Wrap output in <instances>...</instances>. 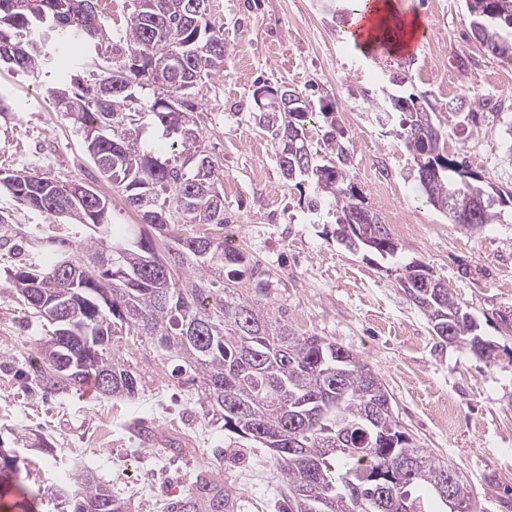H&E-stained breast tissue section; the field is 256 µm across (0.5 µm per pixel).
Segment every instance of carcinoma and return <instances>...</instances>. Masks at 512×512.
Instances as JSON below:
<instances>
[{
	"label": "carcinoma",
	"mask_w": 512,
	"mask_h": 512,
	"mask_svg": "<svg viewBox=\"0 0 512 512\" xmlns=\"http://www.w3.org/2000/svg\"><path fill=\"white\" fill-rule=\"evenodd\" d=\"M99 0H0V50L10 59L0 62L19 71L37 73L53 60L66 73L73 59L70 36L102 46L109 66L100 68L95 84L69 91L55 88L50 96L95 143L91 158L104 181L119 188L125 204L142 212L136 200L153 203L168 221L166 253L159 255L153 237L139 224H113L109 199L90 184L88 199H69L58 191L59 181L31 174H0V187L31 209L52 218L64 209L70 224H84L93 235L81 258H72L70 241L54 238L40 250L35 263L7 270L13 293L40 315V299L31 294L30 277L41 273V289L59 303H72L67 317L86 346L57 336V325L36 348V373L42 387L67 394L92 379L102 398L138 395L141 378L124 358L123 342L134 338L151 343L163 358L180 362L177 373L197 387L202 403L224 430L273 452L288 490L284 512H469L471 491L456 465L440 461L402 425L394 408L370 417L386 387L357 354L319 336L297 334L284 319L262 309V302L240 291L242 280L267 288L262 272L241 251L224 245L221 237L197 235L187 228L204 218L224 228V211H209L194 179L197 167L215 161L206 153L197 129L187 133L182 114L192 107L197 89L224 74V37L209 18H193L196 0H134L125 35L113 42L95 11L99 34L84 32L88 6ZM473 36L501 60L512 62V0H466ZM169 68L152 113L163 128V148L142 144L137 124L140 112L129 107L133 85L155 83L150 66ZM122 74L118 93L104 87ZM291 107L288 120L276 112L272 99L259 108L255 120L279 144V166L285 180L300 186L311 178L315 192L307 207L316 211L328 203L341 213L340 237L351 247L358 230L379 233L374 252L398 260L401 248L379 214L363 206L347 172L324 163L309 148L305 123L312 113L299 93L284 89ZM383 111L403 115L400 125L406 149L434 165L439 174L418 175L430 204L465 228L493 223V198L475 183L466 162L441 146V134L426 143L407 134L421 121L433 123L431 112L413 97L386 93ZM188 274L176 281L173 267ZM85 268L76 287L58 271ZM399 287L420 308L434 332L450 331L457 343L491 362L493 342L477 334L470 313L448 286L422 290L419 277L431 273L410 261L396 269ZM33 497L54 504L55 512H123L112 490L91 471L74 469L69 479L38 487ZM170 512H224V491L206 481L196 484Z\"/></svg>",
	"instance_id": "carcinoma-1"
}]
</instances>
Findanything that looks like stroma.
Masks as SVG:
<instances>
[{
	"label": "stroma",
	"instance_id": "35a3bbf8",
	"mask_svg": "<svg viewBox=\"0 0 512 512\" xmlns=\"http://www.w3.org/2000/svg\"><path fill=\"white\" fill-rule=\"evenodd\" d=\"M392 2L396 15L429 27L414 54L356 48L335 0H211L229 56L223 77L192 97L191 118L219 165L224 240L263 271L270 313L284 312L298 333L365 360L402 425L465 474L471 512H512V330L502 322L512 315V202L500 204L497 223L470 230L449 223L419 186L399 115L374 105L402 76L401 92L432 112L447 151L512 192V64L474 38L465 0ZM62 84L53 68L35 78L0 66V98L10 105L0 112V171L96 179L83 130L49 95ZM263 85L293 88L311 104L312 150L342 159L402 260L424 263L448 286L497 345L496 363L436 336L386 262L337 240L335 207L310 211L313 185L286 183L277 141L253 119ZM452 101L461 111H449ZM0 214L8 218L0 227L7 240L0 246V448L16 453L20 470L17 486L0 494V512H22L23 490L66 478L73 463L109 483L125 512H167L171 490L188 492L203 476L233 496L235 512H281L286 490L271 452L233 442L155 348L125 351L142 377L136 398L41 388L32 363L46 328L11 293L6 271L35 251L37 236H68L71 254L82 256L90 230L19 205L4 190ZM24 433L44 434L53 456L24 448L17 440Z\"/></svg>",
	"mask_w": 512,
	"mask_h": 512
}]
</instances>
